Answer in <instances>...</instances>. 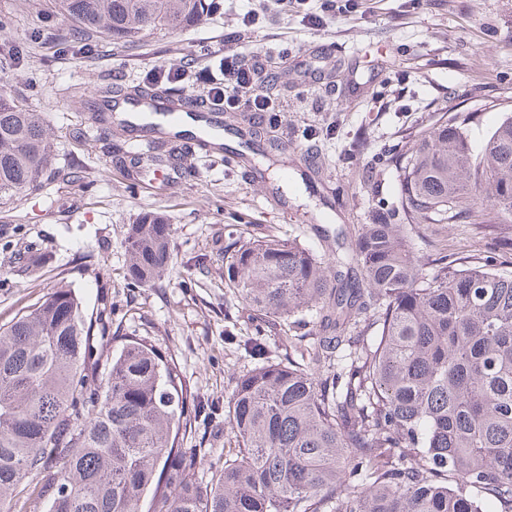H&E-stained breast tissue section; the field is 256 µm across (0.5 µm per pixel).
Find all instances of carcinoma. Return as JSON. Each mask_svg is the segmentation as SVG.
<instances>
[{
  "mask_svg": "<svg viewBox=\"0 0 512 512\" xmlns=\"http://www.w3.org/2000/svg\"><path fill=\"white\" fill-rule=\"evenodd\" d=\"M73 36L117 50L177 30L219 0H54ZM152 88L97 87L89 120L140 138L150 160H181L164 125H113L110 105ZM467 112L391 156L398 213H375L349 247L317 254L267 235L225 247L224 286L252 312L241 344L251 366L226 400L233 445L209 477L176 446L203 404L181 366L148 336L112 329V308L85 314L60 285L0 324V512H512V271L490 256L426 263L428 224H489L482 195L512 224V115L474 153ZM263 160L284 153L255 117L217 120ZM43 113L0 91V206L52 177ZM127 287L157 284L171 228L145 214L128 225ZM279 326L295 358L272 351ZM35 498L21 497L32 478Z\"/></svg>",
  "mask_w": 512,
  "mask_h": 512,
  "instance_id": "1",
  "label": "carcinoma"
}]
</instances>
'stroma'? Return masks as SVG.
<instances>
[{
	"label": "stroma",
	"instance_id": "1",
	"mask_svg": "<svg viewBox=\"0 0 512 512\" xmlns=\"http://www.w3.org/2000/svg\"><path fill=\"white\" fill-rule=\"evenodd\" d=\"M0 49L20 60L0 67V88L43 112L56 143L59 175L0 210V323L71 284L87 313L111 304L124 334L149 335L176 360L209 415L180 429L187 453L221 448L230 437L224 402L248 361L225 330L253 332L246 306L224 288V247L236 216L248 238L276 235L324 251L337 230L354 236L372 212L396 209L399 174L393 152L438 121L470 111L467 133L481 145L512 114V0H350L322 10V0L288 9L260 0H221L218 12L178 32L157 30L114 52L107 41H82L52 0H0ZM261 55L277 81L268 88L277 124L271 138L288 150L289 181L258 162L240 139L238 166L218 152L189 155L192 173L168 186L167 168L130 166L137 143L97 129L74 139L87 120L90 88L145 83L158 69L191 59L219 76L225 50ZM147 212L171 226L173 260L150 288L124 281L123 234ZM504 224H431L416 240L423 259L463 245L491 252L512 270V248L499 245ZM97 273H81L83 254ZM41 267L30 271L27 255ZM107 279L109 288L97 285Z\"/></svg>",
	"mask_w": 512,
	"mask_h": 512
}]
</instances>
